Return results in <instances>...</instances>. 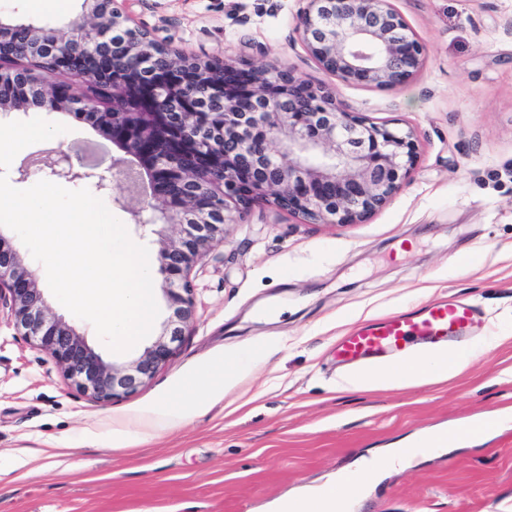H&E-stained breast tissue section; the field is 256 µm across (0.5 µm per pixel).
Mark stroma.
<instances>
[{
	"label": "stroma",
	"instance_id": "35a3bbf8",
	"mask_svg": "<svg viewBox=\"0 0 512 512\" xmlns=\"http://www.w3.org/2000/svg\"><path fill=\"white\" fill-rule=\"evenodd\" d=\"M423 48L420 70L386 89L327 74L297 25L307 0H131L152 38L240 69L291 70L348 111L412 130L417 159L403 188L364 222H302L270 205L225 227L195 267V311L176 354L126 397L102 403L71 386L53 358L0 306V512H268L270 505L373 468L352 512H512V420L451 448H424L512 408V0H389ZM82 0H0V16L61 29ZM152 265L180 229L142 233L117 205ZM116 354L52 292L50 313L123 367L158 338ZM475 304L478 352L448 381L340 392L336 344L358 323L441 298ZM503 334L495 347L486 336ZM265 352L219 402L142 437L138 409L174 397L224 351ZM128 444L112 445V430ZM411 448L389 465L391 449Z\"/></svg>",
	"mask_w": 512,
	"mask_h": 512
}]
</instances>
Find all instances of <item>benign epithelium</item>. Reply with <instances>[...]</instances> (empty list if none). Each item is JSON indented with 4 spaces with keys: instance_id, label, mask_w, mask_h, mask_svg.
I'll list each match as a JSON object with an SVG mask.
<instances>
[{
    "instance_id": "benign-epithelium-1",
    "label": "benign epithelium",
    "mask_w": 512,
    "mask_h": 512,
    "mask_svg": "<svg viewBox=\"0 0 512 512\" xmlns=\"http://www.w3.org/2000/svg\"><path fill=\"white\" fill-rule=\"evenodd\" d=\"M118 0H83L84 11L67 24L68 40L52 41L50 30L33 22L0 17V83L30 64L68 70L109 86V97L93 105L71 86L52 80L24 85L0 98V122L17 120L37 107L77 110L115 152L109 169L121 190L97 164L73 148L43 153L16 169L24 182L40 175L82 185L113 202L146 228L181 227L179 241L160 255L171 314L166 333L129 367L103 359L63 318L49 314L35 273L0 236V305L8 306L23 336L55 360L65 379L100 402L135 392L177 352L194 314L193 268L224 244L231 211L272 204L312 224L362 222L403 187L417 157L412 131L393 130L345 111L325 90H314L286 69H239L220 59L190 60L154 41L133 25ZM299 31L323 69L343 80L393 87L422 65V47L386 0H307ZM26 35L21 53L11 35ZM140 35L134 52L150 58L163 51L183 62L191 78L204 79L224 97V113L193 108L170 123L158 87L178 81L160 77L138 93L110 64L112 41Z\"/></svg>"
}]
</instances>
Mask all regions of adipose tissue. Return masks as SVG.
<instances>
[{"instance_id":"obj_1","label":"adipose tissue","mask_w":512,"mask_h":512,"mask_svg":"<svg viewBox=\"0 0 512 512\" xmlns=\"http://www.w3.org/2000/svg\"><path fill=\"white\" fill-rule=\"evenodd\" d=\"M475 350H427L397 366L359 369L345 376L343 389L368 391L401 384L422 387L455 376L474 356ZM258 362L257 356H228L213 362L190 377L175 399L164 405L144 409L137 420L147 431L160 426L175 427L184 423L192 411L202 408L205 400L222 396L225 389ZM276 512H349L348 488L335 482L324 485L303 497L286 498L276 505Z\"/></svg>"}]
</instances>
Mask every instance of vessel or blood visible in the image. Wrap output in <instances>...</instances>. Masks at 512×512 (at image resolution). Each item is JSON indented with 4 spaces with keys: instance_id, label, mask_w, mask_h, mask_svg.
I'll use <instances>...</instances> for the list:
<instances>
[{
    "instance_id": "b4317fda",
    "label": "vessel or blood",
    "mask_w": 512,
    "mask_h": 512,
    "mask_svg": "<svg viewBox=\"0 0 512 512\" xmlns=\"http://www.w3.org/2000/svg\"><path fill=\"white\" fill-rule=\"evenodd\" d=\"M474 312L467 303L438 302L410 316L372 320L341 338L338 355L346 366L364 367L397 356L416 338L447 340L471 322Z\"/></svg>"
}]
</instances>
